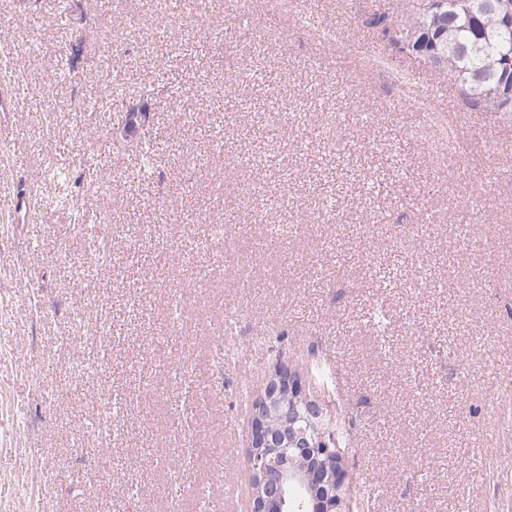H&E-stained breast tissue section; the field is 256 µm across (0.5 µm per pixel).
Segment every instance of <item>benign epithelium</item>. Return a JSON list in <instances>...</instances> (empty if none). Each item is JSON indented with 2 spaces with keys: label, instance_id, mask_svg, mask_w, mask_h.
Returning a JSON list of instances; mask_svg holds the SVG:
<instances>
[{
  "label": "benign epithelium",
  "instance_id": "benign-epithelium-1",
  "mask_svg": "<svg viewBox=\"0 0 512 512\" xmlns=\"http://www.w3.org/2000/svg\"><path fill=\"white\" fill-rule=\"evenodd\" d=\"M277 414L279 432L269 426ZM332 420L294 372L278 367L250 407L249 512H344L347 489Z\"/></svg>",
  "mask_w": 512,
  "mask_h": 512
}]
</instances>
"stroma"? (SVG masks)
<instances>
[{"label": "stroma", "instance_id": "obj_1", "mask_svg": "<svg viewBox=\"0 0 512 512\" xmlns=\"http://www.w3.org/2000/svg\"><path fill=\"white\" fill-rule=\"evenodd\" d=\"M157 2L82 0L86 34L75 51L53 20L54 0H38L30 26L27 0H0V51L13 57L0 89L22 76L45 107L38 124L30 102L0 111V212L36 178L55 196L41 174L60 166L70 195L86 198L83 169L115 108L76 106L89 88L107 95L106 72L136 69L127 94L148 102L159 146L145 181L134 157H112L93 201L105 218L94 235L75 210L31 203L0 226V512H198L202 485L213 512H224L225 483L249 491L242 375L217 355L214 324L228 311L241 348L267 347L251 394L285 366L320 397L309 364L329 367L336 399L327 408L351 439L346 512H512V123L463 110L455 88L424 69L410 91L390 71L354 66L391 57L366 23L390 0H296L351 49L321 60L302 32L283 37L272 0H200L176 20ZM194 20L227 30L226 40L189 36ZM162 25L179 52L153 42ZM33 40L48 53H26ZM61 54L74 58L72 78L49 82ZM228 60L268 73L265 84L236 88L256 111L229 118L224 100L188 95L202 76L221 85ZM419 97L447 113L464 162L439 161L412 132L406 117ZM272 100L274 116L263 110ZM184 110L197 113L194 125L177 122ZM326 112L341 163L319 144ZM256 152L271 165H243ZM259 186L288 193L293 206L263 207ZM327 196L338 201L329 219L320 214ZM273 222L285 226L274 241ZM459 224L473 248L458 245ZM61 241L88 259L108 242L95 282L60 271ZM201 269L210 278L193 287ZM379 300L393 318L384 336L369 320ZM88 358L105 364L74 374ZM110 394L124 409L105 453L84 431ZM189 399L203 407L186 430L179 406Z\"/></svg>", "mask_w": 512, "mask_h": 512}]
</instances>
